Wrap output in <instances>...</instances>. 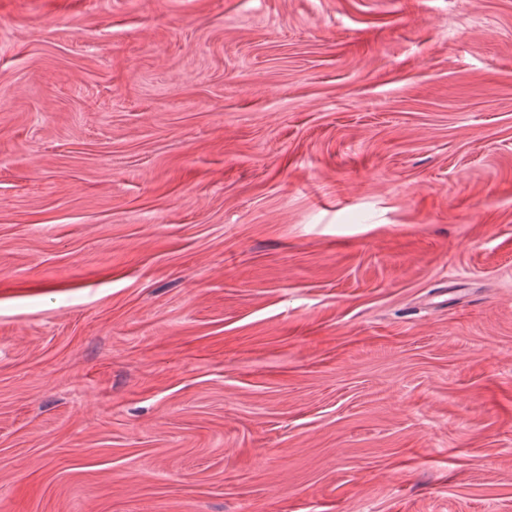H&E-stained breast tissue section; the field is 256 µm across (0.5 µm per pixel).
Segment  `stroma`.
Masks as SVG:
<instances>
[{
    "label": "stroma",
    "instance_id": "obj_1",
    "mask_svg": "<svg viewBox=\"0 0 512 512\" xmlns=\"http://www.w3.org/2000/svg\"><path fill=\"white\" fill-rule=\"evenodd\" d=\"M0 512H512V0H0Z\"/></svg>",
    "mask_w": 512,
    "mask_h": 512
}]
</instances>
